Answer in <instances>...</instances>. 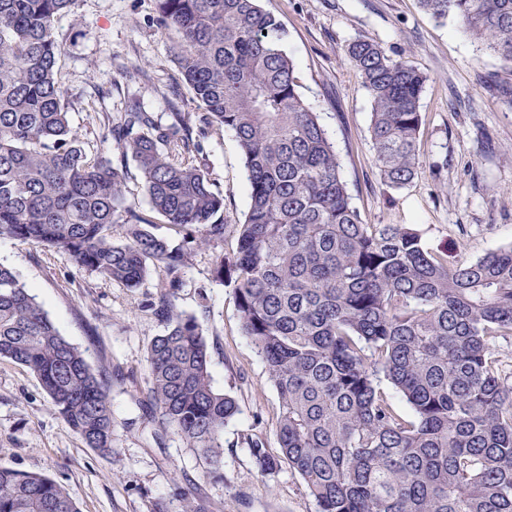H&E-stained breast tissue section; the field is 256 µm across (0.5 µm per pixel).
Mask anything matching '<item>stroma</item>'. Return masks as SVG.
I'll return each instance as SVG.
<instances>
[{
  "mask_svg": "<svg viewBox=\"0 0 512 512\" xmlns=\"http://www.w3.org/2000/svg\"><path fill=\"white\" fill-rule=\"evenodd\" d=\"M288 36L300 91L336 142L354 207L367 224H409L424 245L449 260L470 261L512 243V65L480 50L454 21L440 23L418 0H261ZM59 77L71 118L91 152L118 158L108 116L138 101L158 116L183 113L200 146L196 157L224 194V221H243L248 186L231 132L206 127L171 55L176 38L157 23L156 0H74L54 27ZM357 39L404 55L428 76L421 104L422 166L401 188L375 165L368 133L371 102L346 60ZM124 201L152 232L174 237L128 163ZM194 251L173 302L197 317L210 344L218 390L239 415L224 428V457L213 471L174 434L156 444L147 414L146 352L166 324L151 311L169 276L152 268L130 290L78 268L66 255L0 238V263L11 267L94 370L112 374V455L87 448L53 411L27 368L0 360V465L60 483L81 512H183L176 486L191 481L207 512H316L300 475L258 473L244 441L261 432L277 452L279 406L264 363L244 336L230 288L211 274L217 252Z\"/></svg>",
  "mask_w": 512,
  "mask_h": 512,
  "instance_id": "1",
  "label": "stroma"
}]
</instances>
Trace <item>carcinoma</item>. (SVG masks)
<instances>
[{
    "label": "carcinoma",
    "instance_id": "obj_1",
    "mask_svg": "<svg viewBox=\"0 0 512 512\" xmlns=\"http://www.w3.org/2000/svg\"><path fill=\"white\" fill-rule=\"evenodd\" d=\"M156 2L202 122L233 133L244 221L224 223V194L193 155L182 114L163 120L137 104L111 132L182 241L122 209L123 163L88 156L58 79L54 25L73 0H0V238L57 250L130 289L152 266L167 271L170 288L150 304L166 322L147 349L152 413L217 470L239 405L214 387L202 325L172 297L192 252L233 234L213 276L232 288L279 401L280 453L247 437L259 473L288 465L317 512H512V385L497 352L512 336V244L450 264L413 227L363 223L335 142L299 92L280 20L259 0ZM419 2L512 63V0ZM346 58L371 100L375 163L400 188L422 164L427 77L368 40ZM0 359L29 369L85 446L112 455L110 375L2 264ZM0 512L80 510L53 479L0 467Z\"/></svg>",
    "mask_w": 512,
    "mask_h": 512
}]
</instances>
